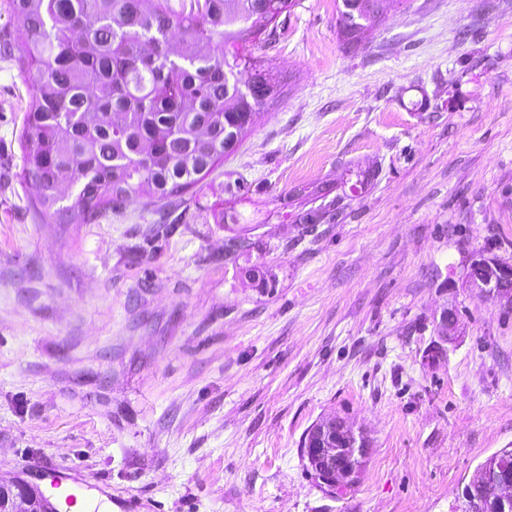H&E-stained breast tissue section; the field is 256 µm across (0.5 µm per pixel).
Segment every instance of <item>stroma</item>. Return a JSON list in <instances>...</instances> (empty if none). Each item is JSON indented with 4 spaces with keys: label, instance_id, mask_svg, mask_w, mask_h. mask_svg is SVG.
Returning <instances> with one entry per match:
<instances>
[{
    "label": "stroma",
    "instance_id": "stroma-1",
    "mask_svg": "<svg viewBox=\"0 0 512 512\" xmlns=\"http://www.w3.org/2000/svg\"><path fill=\"white\" fill-rule=\"evenodd\" d=\"M338 5L262 34L283 93L185 204L55 224L0 0V477L64 464L112 512H453L512 448V310L464 280L512 259V0H390L355 41ZM334 415L370 439L340 499L300 453ZM440 334H439V345L442 346L448 343V340L452 339L454 336L457 318L454 314L453 310H448V308L444 309L440 316ZM437 344H433L426 351V359L431 361L432 363L443 359L446 356V350L444 347H440Z\"/></svg>",
    "mask_w": 512,
    "mask_h": 512
}]
</instances>
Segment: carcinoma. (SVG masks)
<instances>
[{
  "instance_id": "1",
  "label": "carcinoma",
  "mask_w": 512,
  "mask_h": 512,
  "mask_svg": "<svg viewBox=\"0 0 512 512\" xmlns=\"http://www.w3.org/2000/svg\"><path fill=\"white\" fill-rule=\"evenodd\" d=\"M337 25L355 36L376 21ZM37 72L22 139L35 210L89 224L131 196L183 200L234 151L278 85L246 52L292 0H9Z\"/></svg>"
}]
</instances>
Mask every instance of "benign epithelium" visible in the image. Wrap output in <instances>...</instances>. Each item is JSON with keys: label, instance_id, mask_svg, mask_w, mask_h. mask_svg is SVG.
Returning a JSON list of instances; mask_svg holds the SVG:
<instances>
[{"label": "benign epithelium", "instance_id": "1", "mask_svg": "<svg viewBox=\"0 0 512 512\" xmlns=\"http://www.w3.org/2000/svg\"><path fill=\"white\" fill-rule=\"evenodd\" d=\"M470 264L480 267L482 273L477 278H466V284L512 306V262L478 253ZM456 324L454 312L443 310L440 344L452 339ZM369 448L370 440L364 433L355 432L343 417L333 416L318 422L307 433L304 452L307 461L315 464V479L323 487L337 491L346 485L357 463L367 457ZM472 479L493 486L497 508L503 512L512 508V470L503 466L499 453L488 456L475 468ZM0 512H46L45 495L23 480H0Z\"/></svg>", "mask_w": 512, "mask_h": 512}]
</instances>
